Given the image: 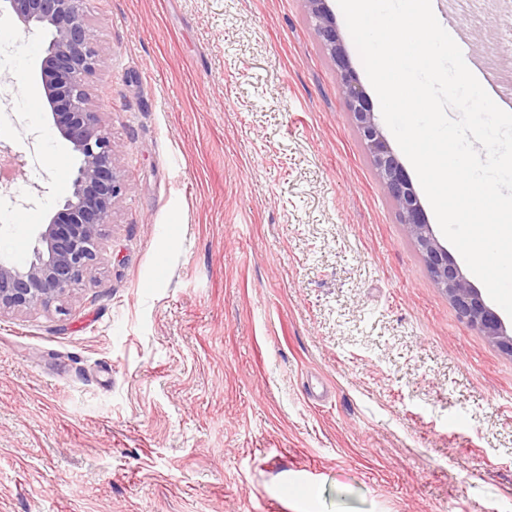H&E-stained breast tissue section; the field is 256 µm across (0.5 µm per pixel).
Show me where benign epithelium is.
I'll list each match as a JSON object with an SVG mask.
<instances>
[{"label":"benign epithelium","instance_id":"1","mask_svg":"<svg viewBox=\"0 0 512 512\" xmlns=\"http://www.w3.org/2000/svg\"><path fill=\"white\" fill-rule=\"evenodd\" d=\"M323 49L336 66L338 87L386 195L400 223L417 245L426 269L460 317L512 356V332L481 293L464 277L433 234L405 167L385 138L373 104L343 46L328 0H306ZM85 0H0V17L9 14L25 30L50 35L41 67L51 73L44 96L61 136L79 159L72 194L42 225L29 265L0 261V313L47 306L62 298L97 260L103 227L110 223L123 193L115 166L118 146L101 124L86 78L100 66L96 33L86 24Z\"/></svg>","mask_w":512,"mask_h":512}]
</instances>
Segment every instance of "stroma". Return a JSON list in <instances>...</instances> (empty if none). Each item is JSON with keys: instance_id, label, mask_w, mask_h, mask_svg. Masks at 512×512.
<instances>
[{"instance_id": "stroma-1", "label": "stroma", "mask_w": 512, "mask_h": 512, "mask_svg": "<svg viewBox=\"0 0 512 512\" xmlns=\"http://www.w3.org/2000/svg\"><path fill=\"white\" fill-rule=\"evenodd\" d=\"M433 11L512 81V9ZM85 19L126 192L68 295L0 315V512H512V356L428 273L305 0ZM1 31L10 261L76 158L46 35Z\"/></svg>"}]
</instances>
